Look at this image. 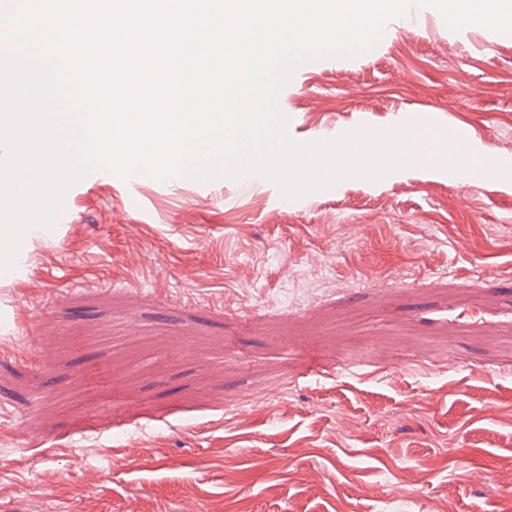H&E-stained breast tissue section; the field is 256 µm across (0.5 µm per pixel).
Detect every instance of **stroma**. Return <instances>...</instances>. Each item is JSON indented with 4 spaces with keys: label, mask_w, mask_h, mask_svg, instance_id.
<instances>
[{
    "label": "stroma",
    "mask_w": 512,
    "mask_h": 512,
    "mask_svg": "<svg viewBox=\"0 0 512 512\" xmlns=\"http://www.w3.org/2000/svg\"><path fill=\"white\" fill-rule=\"evenodd\" d=\"M302 64L287 135L497 153L282 198L69 188L0 276V512H512V32Z\"/></svg>",
    "instance_id": "stroma-1"
}]
</instances>
